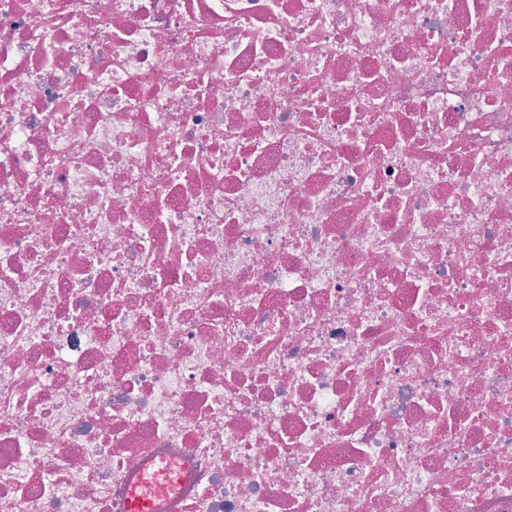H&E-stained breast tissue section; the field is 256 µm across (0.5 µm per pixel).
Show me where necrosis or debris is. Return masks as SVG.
I'll return each mask as SVG.
<instances>
[{
    "instance_id": "necrosis-or-debris-1",
    "label": "necrosis or debris",
    "mask_w": 512,
    "mask_h": 512,
    "mask_svg": "<svg viewBox=\"0 0 512 512\" xmlns=\"http://www.w3.org/2000/svg\"><path fill=\"white\" fill-rule=\"evenodd\" d=\"M512 512V0H0V512Z\"/></svg>"
}]
</instances>
